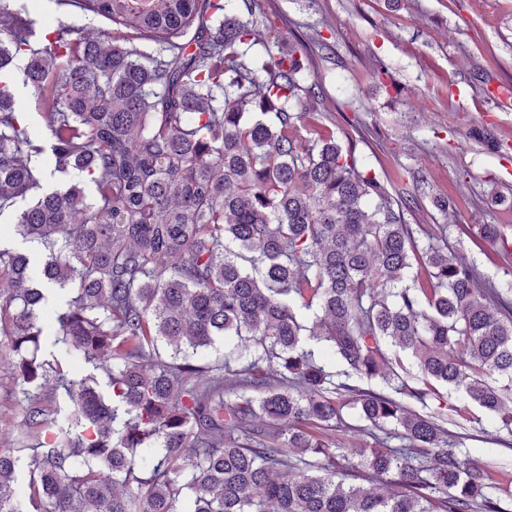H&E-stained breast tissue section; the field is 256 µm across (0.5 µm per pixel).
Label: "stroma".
<instances>
[{
  "label": "stroma",
  "mask_w": 512,
  "mask_h": 512,
  "mask_svg": "<svg viewBox=\"0 0 512 512\" xmlns=\"http://www.w3.org/2000/svg\"><path fill=\"white\" fill-rule=\"evenodd\" d=\"M41 27L64 20L88 29L92 20L56 0H26ZM275 18L280 38L309 49L308 68L322 86L319 122L337 139L352 141L357 157L391 193L414 194L416 178L427 183L416 196L410 224L448 225V244L458 258L476 264L500 286L512 282V254L490 262L460 224L512 225V208L494 195H512V156L496 143L512 141V109L484 95L490 84L512 85V0H258ZM384 80H376L377 69ZM451 202L439 211L434 198ZM60 300L51 296L42 319L49 354L73 376L90 367L56 336ZM26 400L13 380L7 345L0 344V442L16 440ZM465 450L476 461L512 466V450L496 419L473 407Z\"/></svg>",
  "instance_id": "stroma-1"
}]
</instances>
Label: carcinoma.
Here are the masks:
<instances>
[{
	"instance_id": "cac0c4a2",
	"label": "carcinoma",
	"mask_w": 512,
	"mask_h": 512,
	"mask_svg": "<svg viewBox=\"0 0 512 512\" xmlns=\"http://www.w3.org/2000/svg\"><path fill=\"white\" fill-rule=\"evenodd\" d=\"M18 2L0 0V215L28 201L16 224L46 259L36 278L0 247L27 401L0 512H512V472L463 450L448 426L471 418L443 392L512 448V289L458 260L448 225L406 223L415 198L352 147L301 136L321 86L256 0H63L108 21L86 34L38 32ZM459 231L491 262L508 245L502 224ZM52 286L79 379L42 352ZM347 407L368 441L332 438Z\"/></svg>"
}]
</instances>
